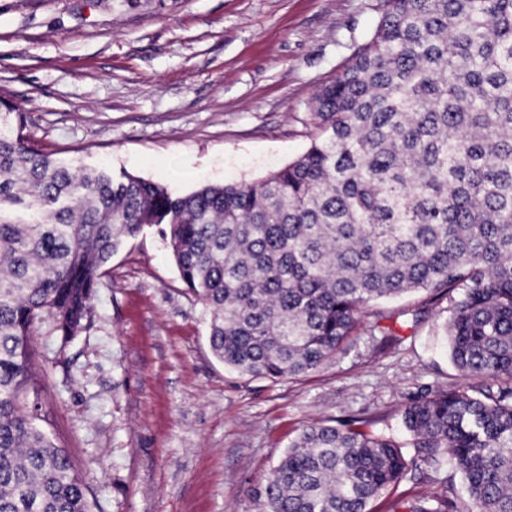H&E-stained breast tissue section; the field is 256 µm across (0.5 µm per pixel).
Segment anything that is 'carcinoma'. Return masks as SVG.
<instances>
[{
  "mask_svg": "<svg viewBox=\"0 0 512 512\" xmlns=\"http://www.w3.org/2000/svg\"><path fill=\"white\" fill-rule=\"evenodd\" d=\"M314 103L317 135L296 160L185 194L62 164L0 110V512H91L83 476L21 401L32 336L44 322L75 336L103 269L150 227L209 314L215 358L241 376L320 368L380 328V302L451 303L450 358L478 386L405 406L409 459L353 423L306 426L256 492L268 512H375L411 470L449 462L471 512H512V0H385Z\"/></svg>",
  "mask_w": 512,
  "mask_h": 512,
  "instance_id": "obj_1",
  "label": "carcinoma"
}]
</instances>
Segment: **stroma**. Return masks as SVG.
<instances>
[{
    "mask_svg": "<svg viewBox=\"0 0 512 512\" xmlns=\"http://www.w3.org/2000/svg\"><path fill=\"white\" fill-rule=\"evenodd\" d=\"M384 0H0V103L54 158L188 193L253 182L310 146L312 100L373 35ZM397 341L370 332L288 380L212 354L208 314L146 230L99 279L87 326L32 341L27 400L86 476L93 512H263L253 496L301 429L369 421L404 444L400 412L451 386L445 305L386 303ZM405 456H412L406 448ZM405 497L470 502L452 466Z\"/></svg>",
    "mask_w": 512,
    "mask_h": 512,
    "instance_id": "1",
    "label": "stroma"
}]
</instances>
